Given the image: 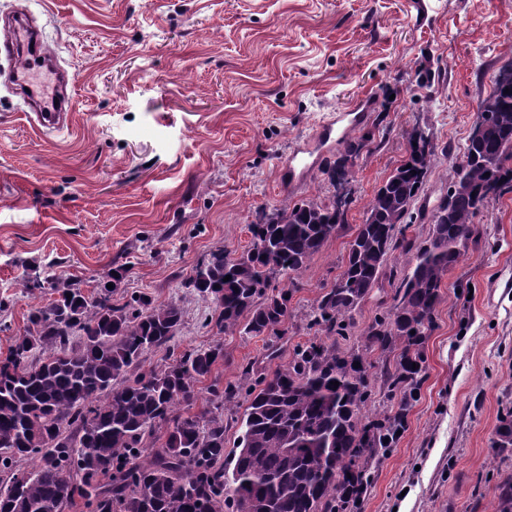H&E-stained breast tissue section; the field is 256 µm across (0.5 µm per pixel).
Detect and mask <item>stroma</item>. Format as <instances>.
<instances>
[{
    "mask_svg": "<svg viewBox=\"0 0 512 512\" xmlns=\"http://www.w3.org/2000/svg\"><path fill=\"white\" fill-rule=\"evenodd\" d=\"M27 14L69 76L67 128L37 130L0 57V357L49 294L51 267L91 293L112 268L124 294L176 301L175 351L221 345L222 383L272 372L318 335L310 314L341 272L375 191L421 128L438 158L418 207L454 176L499 69L512 62V0H0ZM365 106L354 195L335 238L296 277L284 338L225 336L185 283L211 250L241 253L257 212L330 201L321 167H282L320 120ZM480 240L444 280L427 378L363 512H490L512 459L493 462L512 407V192L480 209Z\"/></svg>",
    "mask_w": 512,
    "mask_h": 512,
    "instance_id": "stroma-1",
    "label": "stroma"
}]
</instances>
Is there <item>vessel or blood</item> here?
<instances>
[{"label":"vessel or blood","instance_id":"obj_1","mask_svg":"<svg viewBox=\"0 0 512 512\" xmlns=\"http://www.w3.org/2000/svg\"><path fill=\"white\" fill-rule=\"evenodd\" d=\"M0 52L18 62L13 82L17 91L22 92L24 102L31 105L36 125L47 130L67 127L72 98L62 86H54L47 92L37 82L36 75L40 70L55 72L56 64L51 52L43 45L39 31L28 19L17 21L8 38L0 43ZM362 118V113L349 111L336 113L322 121L312 140L299 146L290 156L284 170L288 180H296L299 172L307 168L314 149L332 145L356 129Z\"/></svg>","mask_w":512,"mask_h":512}]
</instances>
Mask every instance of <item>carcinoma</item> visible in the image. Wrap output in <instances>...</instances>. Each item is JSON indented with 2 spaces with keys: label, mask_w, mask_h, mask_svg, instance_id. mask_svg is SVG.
Listing matches in <instances>:
<instances>
[{
  "label": "carcinoma",
  "mask_w": 512,
  "mask_h": 512,
  "mask_svg": "<svg viewBox=\"0 0 512 512\" xmlns=\"http://www.w3.org/2000/svg\"><path fill=\"white\" fill-rule=\"evenodd\" d=\"M492 83L479 102L480 136L469 139L448 193L431 212H413L448 147L411 130L407 158L370 199L342 271L316 299L311 325L324 337L299 346L270 374L245 367V388L219 386L218 344L142 370L145 355L177 335L182 310L145 295L112 300L124 268L112 269L90 295L70 278L25 268L22 286L53 298L30 310L0 359V512H58L60 501L70 505L77 496L90 512H245L247 505L251 512H362L427 378L425 343L443 280L477 240V194L512 191V63ZM369 141L343 139L344 153L323 169L331 185L352 182L347 162ZM417 219L430 224L424 239L408 235ZM344 221L335 199L275 207L268 221L249 225L246 250L211 251L186 287L215 304L218 333L280 339L292 289L276 281L294 283ZM392 262L402 269L390 310L363 330L360 347H341L338 338ZM208 379L207 409L180 413ZM378 381L389 401L382 408L373 405ZM243 390L240 434L227 453L224 403ZM155 436L164 439L157 449L149 443ZM493 448L512 456V410ZM35 458L34 469H21ZM495 512H512V474L497 486Z\"/></svg>",
  "instance_id": "cac0c4a2"
}]
</instances>
